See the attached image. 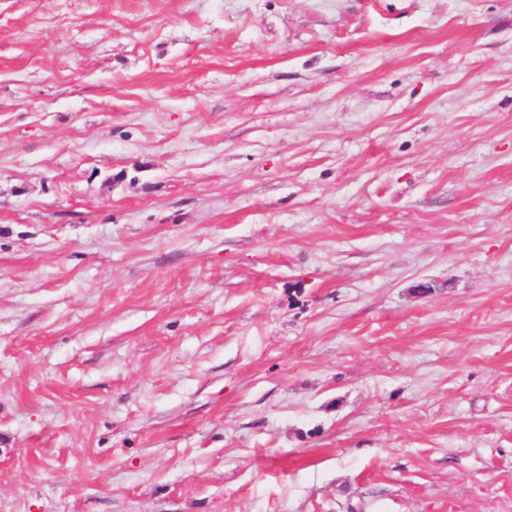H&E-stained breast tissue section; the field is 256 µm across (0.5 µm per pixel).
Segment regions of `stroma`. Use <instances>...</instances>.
Instances as JSON below:
<instances>
[{
  "label": "stroma",
  "mask_w": 512,
  "mask_h": 512,
  "mask_svg": "<svg viewBox=\"0 0 512 512\" xmlns=\"http://www.w3.org/2000/svg\"><path fill=\"white\" fill-rule=\"evenodd\" d=\"M0 512H512V0H0Z\"/></svg>",
  "instance_id": "stroma-1"
}]
</instances>
